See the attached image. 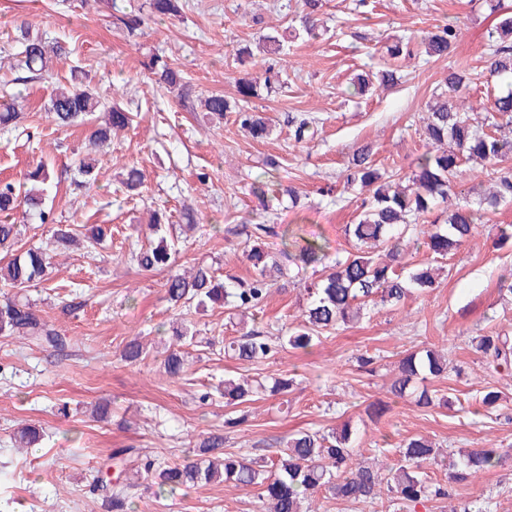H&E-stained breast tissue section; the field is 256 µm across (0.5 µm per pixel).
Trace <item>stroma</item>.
<instances>
[{"instance_id": "35a3bbf8", "label": "stroma", "mask_w": 512, "mask_h": 512, "mask_svg": "<svg viewBox=\"0 0 512 512\" xmlns=\"http://www.w3.org/2000/svg\"><path fill=\"white\" fill-rule=\"evenodd\" d=\"M67 10L58 0H0V96L18 95L21 131L0 134V180L23 183L28 170L44 163L55 180L45 206L57 223L99 225L100 245L57 256L47 281L16 291L0 284V297L29 301L41 319L72 339L68 356L27 340L0 337V512H106L91 491L94 476L107 472L116 448H138L168 464L186 460L208 433L226 435L228 451L272 459L289 435L329 431L351 423L362 458L381 470L398 467L397 447L416 435L456 453L487 443L506 449L496 467L454 484L448 498L432 499L416 512H450L468 503L496 502L495 512H512V371L496 369L475 350L474 337L512 330V294L500 291L512 269V241L501 243L497 228L512 224V205L488 215L472 237L448 255L445 274L433 291L409 296L395 307L381 306L359 323L321 337L306 350H280L250 365L225 357L224 342L247 331L276 332L300 321L306 304L303 283L311 270L278 279L260 308L239 313L223 304L184 309L168 302L170 275L193 266L211 268L218 278L252 275L243 258L240 224H264L261 246L328 241L332 250H352L344 235L360 203L344 187L353 153L370 145L386 171L407 175L426 152L421 117L445 89L450 69L466 68L471 82L464 95L480 107L487 98L484 70L487 31L493 20L479 0H325L321 36L267 51L263 39L286 38L298 0H183L180 16L149 18L146 0H74ZM143 17L128 35L113 23V8ZM461 18V35L445 57L422 53L393 62L400 76L388 91L357 95L353 80L375 73L386 58L384 43L416 39L422 31ZM73 47L51 72L16 84L20 69L7 54L16 52L15 22ZM252 56L235 60L238 48ZM170 58L185 77L182 94L158 88L144 61ZM276 63L279 84L266 87L264 69ZM258 83L250 107L271 126L268 138L252 139L233 115L218 120L203 112L201 98L221 93L235 98L236 81ZM89 83L105 104L133 112L132 126L98 154V180L76 190L87 143L83 126L60 128L47 117L55 87L73 80ZM319 120L313 140L296 142L290 120ZM280 164L283 184L295 187L299 207L287 197L263 210L250 194L266 159ZM142 170L139 194L126 191L129 166ZM196 214L194 230L179 236L172 265L144 271L128 257L131 243L145 244L140 230L153 210L179 224L183 206ZM186 322L199 343L179 379L164 371V352L173 324ZM149 353L135 364L122 350L135 335ZM424 347L448 352V376L428 381L429 390L448 402L429 409L394 399L389 391L398 364ZM375 357L373 371L359 368L361 356ZM296 376L285 396L263 391L248 406L240 427L225 429V378L246 376L272 384ZM489 388L501 398L491 415L475 414V398ZM209 401H202L203 393ZM389 404L379 420L366 408ZM106 406L105 419L95 409ZM43 431L39 445L17 447L18 428ZM134 512H257V491L228 483L185 488L156 498L145 486L134 489Z\"/></svg>"}]
</instances>
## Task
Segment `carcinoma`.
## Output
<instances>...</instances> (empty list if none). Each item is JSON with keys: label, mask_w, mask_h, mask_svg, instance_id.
I'll use <instances>...</instances> for the list:
<instances>
[{"label": "carcinoma", "mask_w": 512, "mask_h": 512, "mask_svg": "<svg viewBox=\"0 0 512 512\" xmlns=\"http://www.w3.org/2000/svg\"><path fill=\"white\" fill-rule=\"evenodd\" d=\"M300 27L289 36L303 33L309 38L319 35L322 0H301ZM489 15L496 23L488 31L486 67L507 87L498 91L484 107V121L472 122L462 104L460 92L469 78L457 71L448 75V92L440 93L422 117L423 136L434 150L417 159L415 169L404 178H397L375 163L372 148L360 147L353 154L345 174L346 187L363 195L356 222L345 225L344 233L355 252L332 254L325 243H312L291 255L297 269H320L315 279L305 283L307 306L300 324L289 327L278 336H262L249 331L232 339L224 347L228 357L248 364L267 358L276 347L306 350L322 335L350 323H357L367 314L369 304L397 306L415 290L429 291L436 287L443 266L427 263L409 266L402 262L411 244L419 241L420 222L443 205L448 217L442 224H429L424 231V245L434 258L445 259L466 242L483 218L502 207L512 205V14L504 12L501 0H484ZM156 17H176L181 13L182 0H149ZM16 42L21 50L16 54V67L34 79L49 71L52 58L68 54L59 42L46 44L45 39L31 32L22 22L16 27ZM460 34L459 24L448 22L429 32L418 46L427 55L448 56ZM155 84L170 93L184 88L180 70L173 64L153 56L146 64ZM237 91L239 104L219 93L201 100L203 110L222 119L224 113L237 114L240 126L255 139L269 134L265 118L249 111L248 100L255 95L256 81L241 78ZM51 120L58 126L84 125L89 128L88 143L97 151L112 142V133L127 128L132 114L119 105L107 106L88 85H73L56 89L48 106ZM20 112L15 104L0 105V131L18 127ZM317 133L316 119L303 118L295 124L298 142L313 139ZM484 163L489 167L493 185L475 201L456 191L455 179L466 163ZM78 187H88L96 179L95 163L80 162ZM54 179L53 170L40 163L26 174V183L16 185L0 181V282L23 290L46 280L54 265V255L41 247L21 252L18 243L24 224L9 222L21 204L39 209L40 223L51 224L52 237L61 246L71 245L79 237L69 224H56L51 214L40 208L42 196ZM164 216H154L149 225L156 240L147 247L132 250L131 260L145 270H160L171 264L175 244L160 234ZM252 268L250 280L229 277L217 279L207 267H198L187 274H175L166 282L171 302L189 306H204L222 302L243 311L257 307L272 286V274L283 276L282 269L269 260V254L257 245L245 250ZM0 336L22 337L30 342L64 353L67 342L50 324L42 320L33 307L18 299L0 300ZM195 336L182 326L173 331V349L164 359L165 372L171 378L186 373L184 349L194 345ZM476 351L492 363L512 365V337L495 331L477 339ZM146 356L143 345L135 338L126 344L122 357L136 363ZM448 373V355L432 348L407 354L399 363V373L391 384L396 399L415 395L421 407L434 404L426 388L415 393L413 383L419 378L443 377ZM262 384L244 379L224 380V408L228 417L224 423L236 427L247 421L242 406L253 401ZM356 432L346 425L332 432L300 431L283 442L277 456L265 461L224 450V435L210 434L197 448V459L184 464L166 465L156 459L141 458L136 448H117L116 477L98 476L93 490L102 497L111 512H133L131 490L136 484L127 473L152 482L159 493L173 495L176 490L211 482L232 483L242 488L258 490L259 501L266 504L265 512H306L304 503L317 494H326L349 503L370 504L385 496L406 509H411L434 497L450 496L449 489L429 484L421 471L424 463H438L443 453L436 443L423 436L409 437L398 445L403 464L382 475L368 466L353 462ZM503 457L498 448L481 446L458 455L449 464V482L464 481L497 466Z\"/></svg>", "instance_id": "1"}]
</instances>
